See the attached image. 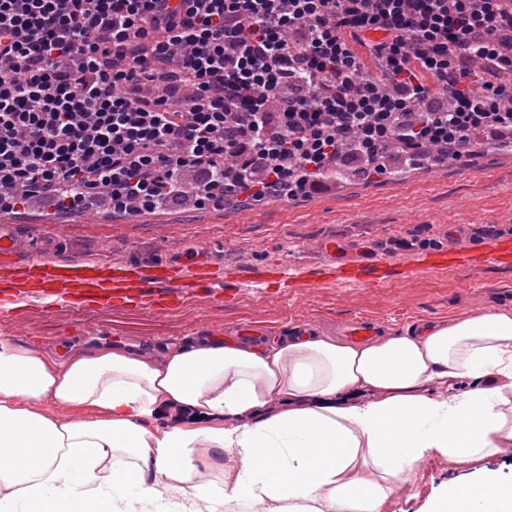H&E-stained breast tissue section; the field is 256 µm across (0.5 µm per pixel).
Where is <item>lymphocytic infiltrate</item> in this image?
<instances>
[{"instance_id":"f902f5d3","label":"lymphocytic infiltrate","mask_w":512,"mask_h":512,"mask_svg":"<svg viewBox=\"0 0 512 512\" xmlns=\"http://www.w3.org/2000/svg\"><path fill=\"white\" fill-rule=\"evenodd\" d=\"M512 0H0V210L313 196L512 131Z\"/></svg>"}]
</instances>
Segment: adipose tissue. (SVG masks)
I'll use <instances>...</instances> for the list:
<instances>
[{
    "mask_svg": "<svg viewBox=\"0 0 512 512\" xmlns=\"http://www.w3.org/2000/svg\"><path fill=\"white\" fill-rule=\"evenodd\" d=\"M167 408L194 419L155 427ZM511 446L512 311L364 344L203 336L158 361L0 340V512H382L417 461ZM425 512H512V482L450 485Z\"/></svg>",
    "mask_w": 512,
    "mask_h": 512,
    "instance_id": "adipose-tissue-1",
    "label": "adipose tissue"
}]
</instances>
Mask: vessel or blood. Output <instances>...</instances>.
<instances>
[{
    "label": "vessel or blood",
    "instance_id": "1",
    "mask_svg": "<svg viewBox=\"0 0 512 512\" xmlns=\"http://www.w3.org/2000/svg\"><path fill=\"white\" fill-rule=\"evenodd\" d=\"M327 258L315 269L275 264L258 268L251 283L269 295L296 288H313L330 281L340 286H375L381 281L373 263L336 259V244L322 245ZM491 260L512 266V239H488L478 246H456L431 252L407 265L408 274L427 268L444 269L459 262ZM239 272L217 267L203 249L174 257L125 263L59 259L50 246L32 245L22 225L0 224V319L11 321L39 308L67 305L87 310L134 307L170 312L200 296L232 300L238 293ZM344 335L371 340L380 337L378 323L351 319L341 325Z\"/></svg>",
    "mask_w": 512,
    "mask_h": 512
}]
</instances>
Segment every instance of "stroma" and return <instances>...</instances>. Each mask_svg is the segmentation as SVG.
Instances as JSON below:
<instances>
[{"label":"stroma","instance_id":"obj_1","mask_svg":"<svg viewBox=\"0 0 512 512\" xmlns=\"http://www.w3.org/2000/svg\"><path fill=\"white\" fill-rule=\"evenodd\" d=\"M494 140L492 133L480 134L461 163L422 165L400 179L359 176L336 193L314 198L268 199L221 209L186 202L134 217L108 211L93 224L77 214L55 216V224L63 228L61 257L90 256L112 263L155 260L203 244L214 263L238 269L246 281L234 300L198 297L163 315L131 307L35 310L14 322L0 321V339L55 354L91 350L100 340L122 342L158 357L162 344L229 336L243 323L288 336L293 326L306 321L314 324L316 334L333 336L339 322L368 318L379 322L386 335L402 336L416 325L481 309L512 311V268L490 261L428 270L409 280L392 276L376 287L328 284L275 297L264 296L247 281L250 272L265 265L323 262L320 245L328 240L335 241L340 258L371 260L392 270L408 253L390 250V240L421 232L443 248L473 245L481 225H512V153L489 152ZM489 474L512 481V448L452 469L442 460L424 459L409 489L390 499L383 512H424L448 485L477 484Z\"/></svg>","mask_w":512,"mask_h":512}]
</instances>
